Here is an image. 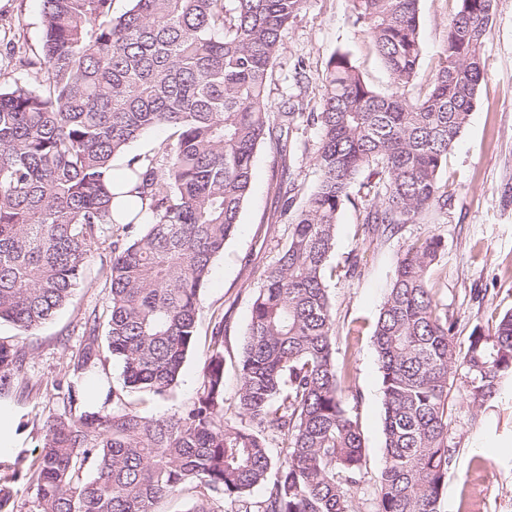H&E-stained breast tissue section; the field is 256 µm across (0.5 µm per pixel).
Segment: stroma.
I'll return each instance as SVG.
<instances>
[{"label":"stroma","mask_w":512,"mask_h":512,"mask_svg":"<svg viewBox=\"0 0 512 512\" xmlns=\"http://www.w3.org/2000/svg\"><path fill=\"white\" fill-rule=\"evenodd\" d=\"M458 6V0H420L422 55L413 93L426 91ZM42 8L43 0H0L1 88L37 84L33 62L41 53ZM338 52L349 54L376 91H391L390 75L356 23L350 0H307L283 34V50L267 88L271 111H279L292 96L301 97L307 111H315L322 96L319 77ZM483 58L487 76L477 106L441 174L448 190L447 210L428 213L392 236L377 235L364 223L361 207L345 205L339 216L326 284L336 319V346L350 363L353 397L348 406L358 419L372 475L381 467L384 447L372 332L403 246L431 234L445 238L447 249L432 277L441 304L457 322L458 344H465L474 326L494 328L499 316L512 309V0H495ZM320 136L315 126L290 133L284 162L274 144L257 149L239 230L216 257L202 290L197 344L171 392L157 397L130 394L132 407L142 414L172 416L193 400L219 314L224 317V400L233 403L238 389L235 365L252 301L278 245L288 237L290 218L283 213L278 187L293 182L309 193L317 178L313 158ZM107 303L105 277L95 258L68 304L37 335L23 341L29 353L27 372L37 388L0 403V485L16 500L30 494L18 468L39 454L47 417L65 411L60 384L77 380L85 408L100 406L108 389L123 386L121 366L109 356L80 376L71 371V355L81 344L82 318ZM448 414L454 457L441 512H512V380H505L490 407L481 410L471 406L463 385L454 383Z\"/></svg>","instance_id":"1"}]
</instances>
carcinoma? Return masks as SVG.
<instances>
[{
    "instance_id": "carcinoma-1",
    "label": "carcinoma",
    "mask_w": 512,
    "mask_h": 512,
    "mask_svg": "<svg viewBox=\"0 0 512 512\" xmlns=\"http://www.w3.org/2000/svg\"><path fill=\"white\" fill-rule=\"evenodd\" d=\"M112 2L43 0L41 79L0 91V323L36 334L91 259L109 255L105 343L93 311L72 370L107 353L122 364L123 387L97 408L47 418L25 471L31 495L18 502L0 488V512H155L183 490L195 495L188 512H354L368 470L325 285L338 213L355 195L364 223L394 234L448 209L441 172L485 80L494 0H458L441 66L416 97L419 0H351L393 90L377 92L337 53L321 74L318 111L297 100L273 116L267 84L306 0H131L118 16ZM304 122L321 131L318 178L252 303L237 365L239 423L224 419L222 316L182 412L134 410L128 392L163 395L179 382L201 290L238 229L257 148L269 140L286 159L289 134ZM154 127L171 130L157 153L129 154ZM119 155L150 212L129 240L112 238L108 173ZM444 253L439 235L406 245L375 324L384 450L372 512H439L455 452L456 376L477 408L512 376L511 311L457 346L431 278ZM26 360L24 346L0 340V399L33 391ZM271 438L281 444L276 459Z\"/></svg>"
}]
</instances>
